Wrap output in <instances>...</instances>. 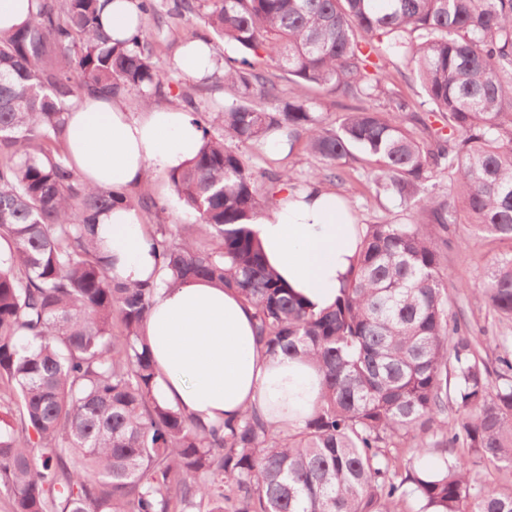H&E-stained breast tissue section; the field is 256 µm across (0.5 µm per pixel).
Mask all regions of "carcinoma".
I'll return each instance as SVG.
<instances>
[{
  "label": "carcinoma",
  "mask_w": 512,
  "mask_h": 512,
  "mask_svg": "<svg viewBox=\"0 0 512 512\" xmlns=\"http://www.w3.org/2000/svg\"><path fill=\"white\" fill-rule=\"evenodd\" d=\"M172 0L169 17L194 13ZM233 98L203 145L169 173L193 224H149L174 285L207 279L254 310L265 352L302 356L320 397L301 427L256 410L204 423L154 394L142 327L157 295L110 275L98 215L165 206L93 188L64 147L65 114L95 93L158 103L168 77L139 28L112 42L101 0H35L0 30V494L10 512H512V488L471 477L476 458L512 470V336L492 368L448 297L442 248L464 214L508 245L462 284L512 321V0H204ZM410 71L423 94L393 88ZM288 76L283 88L276 72ZM325 89L336 125L310 104ZM304 141L318 167L271 174L239 146ZM377 197L421 220L358 226L354 271L315 312L266 264L249 221L279 185L339 182L356 154ZM448 177V192L429 190ZM496 380H491V375ZM456 411L448 418V408ZM431 448L433 469L403 463Z\"/></svg>",
  "instance_id": "carcinoma-1"
}]
</instances>
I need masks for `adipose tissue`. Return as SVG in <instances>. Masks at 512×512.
Wrapping results in <instances>:
<instances>
[{
	"label": "adipose tissue",
	"instance_id": "adipose-tissue-1",
	"mask_svg": "<svg viewBox=\"0 0 512 512\" xmlns=\"http://www.w3.org/2000/svg\"><path fill=\"white\" fill-rule=\"evenodd\" d=\"M71 165L93 186L129 190L148 170L185 166L202 145V131L185 107L151 105L133 114L118 99L88 96L67 114ZM266 263L313 310L332 307L350 278L360 240L336 192L320 184L282 187L276 205L251 223ZM96 239L122 280L149 278L156 260L140 215L117 206L97 219ZM254 314L235 291L191 279L162 287L143 334L158 376L157 398L204 422L248 409L284 426L302 425L320 392L304 359L257 348Z\"/></svg>",
	"mask_w": 512,
	"mask_h": 512
}]
</instances>
